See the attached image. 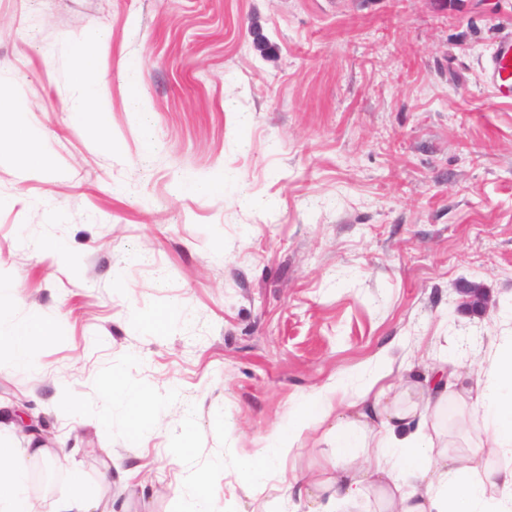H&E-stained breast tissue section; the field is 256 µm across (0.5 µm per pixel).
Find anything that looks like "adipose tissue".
I'll return each mask as SVG.
<instances>
[{"mask_svg":"<svg viewBox=\"0 0 512 512\" xmlns=\"http://www.w3.org/2000/svg\"><path fill=\"white\" fill-rule=\"evenodd\" d=\"M110 39V33L95 30L77 46L81 90L74 111L105 110L93 70ZM50 332L39 323H0V347L24 367L35 338ZM424 384L421 412L396 408L387 387L364 390L355 400L338 405L326 396L310 399L301 413L289 415L287 437H274L241 466L256 487H264L285 464L303 430L317 422L335 442L334 474L325 481L302 479L289 485L306 512H328L327 502L355 503L372 495L381 503V512H512V342L500 348L486 380L476 385L473 406L484 413L487 436L475 449L461 454L436 449L426 428L439 424L448 410L444 369L425 376ZM105 397L123 405L125 423L133 432L152 427L143 411L144 390L113 387ZM68 455L67 448L40 443L19 451L0 438V512H36L25 490L28 468Z\"/></svg>","mask_w":512,"mask_h":512,"instance_id":"1","label":"adipose tissue"}]
</instances>
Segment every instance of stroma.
I'll use <instances>...</instances> for the list:
<instances>
[{
	"mask_svg": "<svg viewBox=\"0 0 512 512\" xmlns=\"http://www.w3.org/2000/svg\"><path fill=\"white\" fill-rule=\"evenodd\" d=\"M95 29L101 118L69 110ZM507 32L512 0H0V96L33 142L0 124V318L57 329L28 367L0 350V403L72 451L30 494L192 512L204 487L212 512H294L281 477L255 494L240 462L308 398L380 375L408 408L427 366L484 377L512 336V100L482 72ZM463 279L485 314L460 308ZM118 370L157 400L137 439L121 406L98 422ZM484 436L451 397L439 444ZM329 450L307 429L286 474L322 473ZM113 455L126 484L101 478ZM124 83L128 89L129 112L143 115L145 112L144 102L138 92L139 71L134 64H129L123 71Z\"/></svg>",
	"mask_w": 512,
	"mask_h": 512,
	"instance_id": "35a3bbf8",
	"label": "stroma"
}]
</instances>
